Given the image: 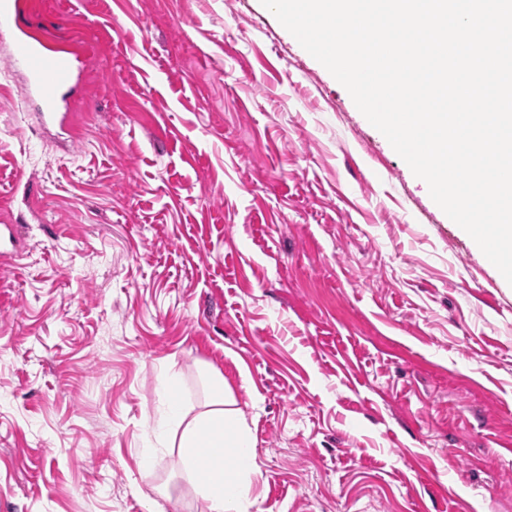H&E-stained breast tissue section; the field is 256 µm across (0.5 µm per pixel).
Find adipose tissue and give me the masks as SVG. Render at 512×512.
<instances>
[{
    "instance_id": "obj_1",
    "label": "adipose tissue",
    "mask_w": 512,
    "mask_h": 512,
    "mask_svg": "<svg viewBox=\"0 0 512 512\" xmlns=\"http://www.w3.org/2000/svg\"><path fill=\"white\" fill-rule=\"evenodd\" d=\"M229 398L216 397L209 408L188 416L177 400L166 401L152 431L155 453L182 450V468L202 503V512H244L258 472L253 440Z\"/></svg>"
}]
</instances>
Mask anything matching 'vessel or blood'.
Masks as SVG:
<instances>
[{
	"instance_id": "1",
	"label": "vessel or blood",
	"mask_w": 512,
	"mask_h": 512,
	"mask_svg": "<svg viewBox=\"0 0 512 512\" xmlns=\"http://www.w3.org/2000/svg\"><path fill=\"white\" fill-rule=\"evenodd\" d=\"M28 13L27 0H9L7 9H0V32L13 41L10 62L27 73L28 94L38 96L44 116L62 125L69 119L67 97L77 67L73 59L59 55L47 42L32 37L26 21Z\"/></svg>"
}]
</instances>
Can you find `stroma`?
Returning a JSON list of instances; mask_svg holds the SVG:
<instances>
[{
	"mask_svg": "<svg viewBox=\"0 0 512 512\" xmlns=\"http://www.w3.org/2000/svg\"><path fill=\"white\" fill-rule=\"evenodd\" d=\"M0 37V512H200L163 404L219 376L249 512H512V285L260 0H37ZM8 9L4 12L5 4ZM29 2L18 0L1 1L0 32L8 34L14 51L10 62L14 68L23 69L28 75L27 96L37 95L41 101L43 116L52 123L65 124L67 97L77 76L78 59L58 54L47 42L32 37L28 31L26 16Z\"/></svg>",
	"mask_w": 512,
	"mask_h": 512,
	"instance_id": "obj_1",
	"label": "stroma"
}]
</instances>
